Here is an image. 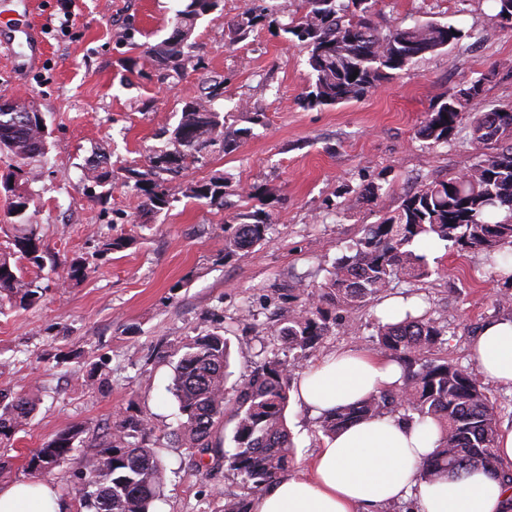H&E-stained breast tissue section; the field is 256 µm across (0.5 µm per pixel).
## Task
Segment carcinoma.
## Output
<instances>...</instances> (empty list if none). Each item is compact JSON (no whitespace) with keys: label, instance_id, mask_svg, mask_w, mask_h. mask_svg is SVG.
Instances as JSON below:
<instances>
[{"label":"carcinoma","instance_id":"1","mask_svg":"<svg viewBox=\"0 0 512 512\" xmlns=\"http://www.w3.org/2000/svg\"><path fill=\"white\" fill-rule=\"evenodd\" d=\"M220 0H191L178 13L175 27L192 33L196 21L219 7ZM376 0H352L355 12L338 0H304L305 13L295 24L285 25L309 50L308 64L315 76L306 95L311 107L359 100L378 85L404 70L417 56L455 45L466 37L451 23H420L378 31L371 20ZM259 16L245 10L236 24L238 38L247 37ZM147 53L167 71L181 75L199 66L193 45L185 38H165ZM356 78H351V75ZM483 92V78L448 95L436 104L419 130L433 143L448 142L465 115V109ZM39 113L27 122L0 112V151L23 161L42 157L47 135ZM471 143L477 150L469 170L435 180L408 191L398 208L366 227L364 236L333 266V271L298 314L288 318L277 336L291 350L317 347L329 329V311L359 308L378 297L400 279L419 280L431 275L425 256L417 253L425 240L451 242L460 249L481 248L494 256L504 243L512 244V106H495L480 112L470 123ZM241 130L224 129L220 113L209 102L192 100L170 132L172 148L159 149L148 168L128 171L134 187L145 192L147 205L161 211L171 195L162 175H179L213 154L227 153ZM494 147L489 154L485 149ZM106 159L87 165L83 179L105 184L111 172ZM222 178L198 180L187 187L188 196L217 209L224 208ZM31 199L19 194L12 202L16 220L9 225L11 244L29 263L41 267L47 252L29 222ZM269 216L258 211L238 214L237 222L224 225V257L230 258L267 241ZM10 253L0 254V310L4 304L29 308L42 296V287L28 280ZM445 329L428 313L395 322L378 321L376 344L396 359L404 372L403 384L384 390L357 406L338 408L317 421V431L336 434L347 424L367 416L415 413L441 427V438L423 464V476L495 464L501 406L477 383L472 370L436 356ZM228 347L224 336L209 332L185 347L174 366L171 393L181 416L174 439L204 455L213 448L217 425L228 403ZM298 360L277 358L257 364L233 387L231 410L235 420L234 452L224 462L242 477L243 495L224 497L223 512H250L252 495L266 491L292 463L293 441L286 422L290 382ZM35 402L25 394L0 390V440L10 439L27 424ZM148 420L128 414L91 440L95 451L82 459L83 483L76 490L79 512H150L162 479L163 463L149 447ZM84 428L72 426L43 443L29 458L30 470H49L66 459L75 442H83Z\"/></svg>","mask_w":512,"mask_h":512}]
</instances>
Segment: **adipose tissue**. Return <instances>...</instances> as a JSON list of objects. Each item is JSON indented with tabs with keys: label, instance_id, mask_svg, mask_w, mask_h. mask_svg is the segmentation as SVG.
I'll return each instance as SVG.
<instances>
[{
	"label": "adipose tissue",
	"instance_id": "1",
	"mask_svg": "<svg viewBox=\"0 0 512 512\" xmlns=\"http://www.w3.org/2000/svg\"><path fill=\"white\" fill-rule=\"evenodd\" d=\"M480 374L512 389V316L488 322L470 345ZM401 366L359 348L336 351L301 375L296 399L314 416L360 402L401 385ZM440 433L429 419L368 417L323 438L306 474L279 477L254 498L251 512H381L384 505L414 501V512H512V429L501 433L498 468L444 472L432 479L421 466ZM69 504L40 480L0 487V512H69Z\"/></svg>",
	"mask_w": 512,
	"mask_h": 512
}]
</instances>
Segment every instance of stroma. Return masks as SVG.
Masks as SVG:
<instances>
[{"label":"stroma","instance_id":"35a3bbf8","mask_svg":"<svg viewBox=\"0 0 512 512\" xmlns=\"http://www.w3.org/2000/svg\"><path fill=\"white\" fill-rule=\"evenodd\" d=\"M186 0H69L68 28L58 0H32L43 53L23 60L22 47L0 53V100L21 101L47 125L49 149L34 162L0 154V177L13 176L32 197L28 214L48 258L23 263L43 297L35 306L0 309V389L37 396L28 424L0 445L7 466L0 486L34 479L27 468L36 448L60 431H98L119 416L139 414L164 465L151 512H219L242 490L239 476L217 459L234 447L225 417L216 449L192 456L172 436L180 414L169 392L175 351L200 335L224 333L229 382L270 355L293 358L276 334L304 306L336 258L395 210L401 196L435 179L465 172L475 160L468 124L450 140L429 144L417 134L428 110L472 80L485 77L478 111L512 104V29L488 0H379L372 20L380 32L420 22H452L467 32L460 45L419 56L368 96L310 107L314 82L308 50L289 40L283 24L300 18L303 0H222L201 17L191 40L201 64L176 76L159 69L146 49L168 37ZM261 16L237 39L246 8ZM223 88L212 106L226 127L242 130L236 149L216 154L167 184L171 204L151 211L127 171L148 166L165 146L185 102ZM107 157V203L87 191L83 170ZM224 178L223 209L185 194L188 181ZM376 196L362 198L367 186ZM270 216L267 242L224 256V227L245 211ZM126 239L102 251L103 242ZM431 276L397 281L361 309L337 311L319 347L300 369L344 347L376 351L375 326L387 301L411 300L448 327L437 354L470 365L468 345L490 318L512 315L498 296L508 287L480 249L445 244L425 249ZM84 259L83 277L68 276ZM286 420L294 442L293 472L305 470L322 436L315 419L290 401ZM76 444L43 480L74 501L81 461Z\"/></svg>","mask_w":512,"mask_h":512}]
</instances>
